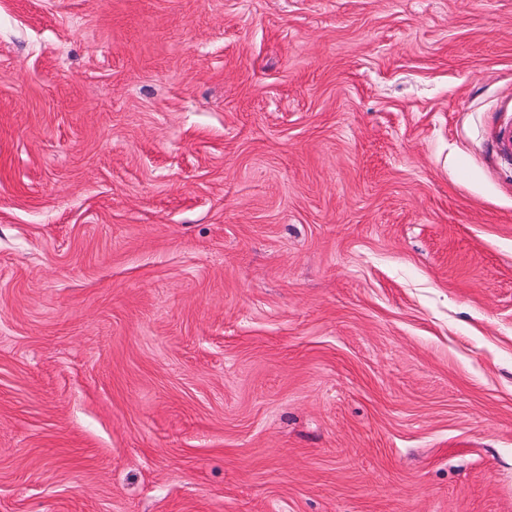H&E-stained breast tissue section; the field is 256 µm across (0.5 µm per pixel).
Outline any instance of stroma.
I'll return each instance as SVG.
<instances>
[{
	"label": "stroma",
	"instance_id": "stroma-1",
	"mask_svg": "<svg viewBox=\"0 0 512 512\" xmlns=\"http://www.w3.org/2000/svg\"><path fill=\"white\" fill-rule=\"evenodd\" d=\"M512 0H0V512H512Z\"/></svg>",
	"mask_w": 512,
	"mask_h": 512
}]
</instances>
